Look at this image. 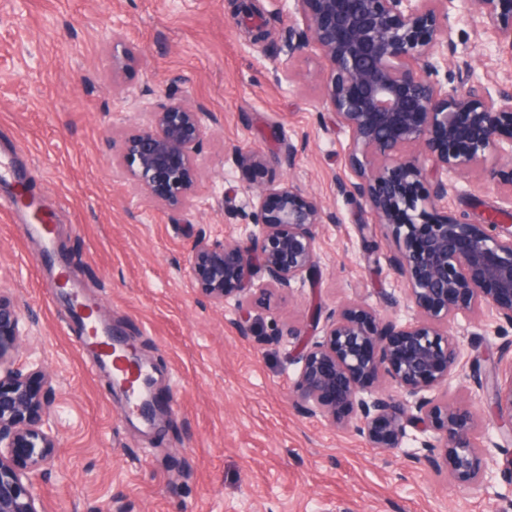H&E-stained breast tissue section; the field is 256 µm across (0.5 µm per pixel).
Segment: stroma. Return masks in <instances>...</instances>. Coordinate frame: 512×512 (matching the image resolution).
<instances>
[{
    "label": "stroma",
    "instance_id": "1",
    "mask_svg": "<svg viewBox=\"0 0 512 512\" xmlns=\"http://www.w3.org/2000/svg\"><path fill=\"white\" fill-rule=\"evenodd\" d=\"M244 2L251 18L240 13ZM255 18L265 22L258 43ZM117 21L122 46L112 43ZM287 26L274 0H0V152L18 170L0 182V196L28 184L55 224L48 249L0 211V289L32 324L9 364L36 359L54 377L59 448L38 482L44 512H512L503 478L512 438L487 417L486 393L470 378L478 359L483 381L495 380L486 352L512 357V327L490 314L450 324L464 368L446 388L484 417L477 441L493 450L490 484L462 487L416 463V429L384 453L295 405L298 352L342 305L356 301L399 324L413 311L389 265L394 241L339 190L349 140L321 97L325 61L312 49L289 63ZM450 27L474 81L492 91L512 81V50L466 0H453ZM128 46L138 61L117 69ZM172 92L200 107L205 128L193 202L176 212L145 196L115 160L125 133ZM233 143L267 155L291 147L296 161L237 167L224 161ZM282 180L338 221L318 229L317 274L252 305L244 337L235 303L218 308L203 297L188 258L197 238H243L251 192ZM448 182V207L468 222L506 205L501 186L476 176ZM61 273L71 294L54 286ZM75 295L154 366L155 425L130 412L111 370L84 347ZM288 327L296 337L281 339Z\"/></svg>",
    "mask_w": 512,
    "mask_h": 512
}]
</instances>
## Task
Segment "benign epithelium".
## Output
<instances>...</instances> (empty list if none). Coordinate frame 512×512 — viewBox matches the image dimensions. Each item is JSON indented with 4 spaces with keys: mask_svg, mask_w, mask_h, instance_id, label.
I'll use <instances>...</instances> for the list:
<instances>
[{
    "mask_svg": "<svg viewBox=\"0 0 512 512\" xmlns=\"http://www.w3.org/2000/svg\"><path fill=\"white\" fill-rule=\"evenodd\" d=\"M450 2L283 4L301 18L288 29V55L300 58L314 48L327 64L321 95L349 140L350 178L340 190L391 231L397 250L390 265L414 311L398 325L371 307H343L320 339L303 347L295 392L302 413L346 421L382 452L399 450L407 429L418 430L424 434L418 459L477 484L485 480L488 454L476 442L478 419L467 405L429 393L447 386L462 365V348L448 333L451 321L490 312L512 326V224H472L449 210L444 176L478 173L512 195V88L492 93L471 81V66L458 59L450 35ZM467 3L512 48V0ZM441 61L452 62L458 86L432 79ZM202 139L199 108L170 93L145 125L122 139L117 163L148 197L184 210ZM224 159L238 167H291L295 154L266 156L233 144ZM249 217L258 231L244 240L199 239L189 260L198 290L214 306L235 302L242 336L251 331L250 298L311 277L319 268L317 229L336 221L290 182L261 189ZM26 335L21 308L0 294V512H41L36 478L57 448L43 365L2 368ZM490 415L512 435V363L495 381Z\"/></svg>",
    "mask_w": 512,
    "mask_h": 512,
    "instance_id": "7a95c632",
    "label": "benign epithelium"
}]
</instances>
